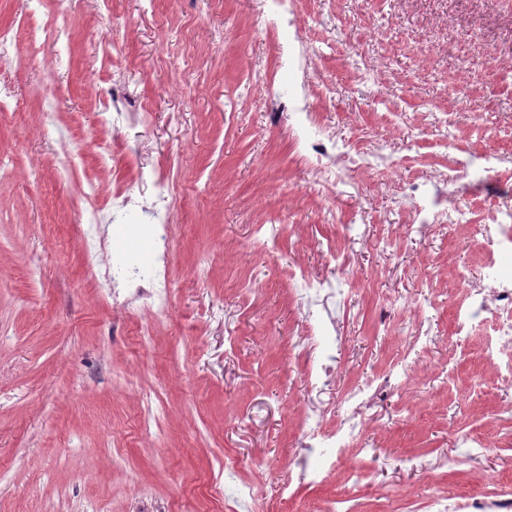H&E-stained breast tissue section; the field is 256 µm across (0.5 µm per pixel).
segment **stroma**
Instances as JSON below:
<instances>
[{
  "label": "stroma",
  "instance_id": "stroma-1",
  "mask_svg": "<svg viewBox=\"0 0 512 512\" xmlns=\"http://www.w3.org/2000/svg\"><path fill=\"white\" fill-rule=\"evenodd\" d=\"M299 10L318 123L385 167L328 181L265 107L261 89L288 80L258 0H45L66 16L68 46L14 45L0 69L13 88L0 112V512H234L219 496L228 456L261 512H410L437 494L512 492V386L485 362L482 332L451 341L457 268L487 272L474 218L512 207V0ZM471 69L454 103L449 82ZM116 90L112 126L101 114ZM446 140L504 163L468 201L471 223L423 228L404 190L431 172L459 179ZM144 170L178 185L163 316L116 304L108 266L83 254L86 184L103 204L117 185L137 199ZM301 270L346 288V303H301ZM329 320L334 373L313 392L318 353L296 342ZM420 331L434 341L410 388L376 398L330 480L281 500L307 414L336 425L344 391L391 369ZM467 435L487 448L455 465Z\"/></svg>",
  "mask_w": 512,
  "mask_h": 512
}]
</instances>
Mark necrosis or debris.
<instances>
[{"mask_svg":"<svg viewBox=\"0 0 512 512\" xmlns=\"http://www.w3.org/2000/svg\"><path fill=\"white\" fill-rule=\"evenodd\" d=\"M261 11L268 27L285 33L287 39L282 53L287 57L285 70L295 92L290 104H283L273 86H265L263 99L277 111L287 112L308 159L320 172L331 174L344 166L362 170L374 169L375 156L365 153L351 154L340 146L329 132L313 131L315 118L307 106L310 86L300 74L314 69L315 62L307 52L302 19L298 13V0H261ZM503 164L498 153L485 152L459 158L461 176L454 188L441 185L437 177L410 185L408 195L415 200L412 221L416 224H444L450 214L465 216L464 202L480 186L496 179ZM142 183L152 185L150 197L135 201L123 188L112 190V221L123 223L132 206H139L140 219L134 223L135 233L150 232L159 249L157 264L142 266L136 263L120 265L112 270L111 288L134 289L142 307L152 313L167 310L170 303L169 282L159 271L166 262L172 213L177 202L174 179L151 178L141 174ZM485 231L484 247L489 256L486 281L474 282L467 270L457 272V280L464 291V299L454 309V344L464 345L476 328L487 325L483 340V357L500 381L512 383V208L493 207L480 218ZM428 336H413L405 353L391 372L381 378L355 382L344 393L342 402L346 415L336 427H327L322 410L309 413L303 432L305 452L298 463V478L319 485L335 471L350 448L356 444L357 432L364 411L381 388L400 389L406 386L416 367L415 355L431 344ZM425 512H512V495L490 493L481 498L460 496L434 498L425 506Z\"/></svg>","mask_w":512,"mask_h":512,"instance_id":"4bbe7bcc","label":"necrosis or debris"}]
</instances>
